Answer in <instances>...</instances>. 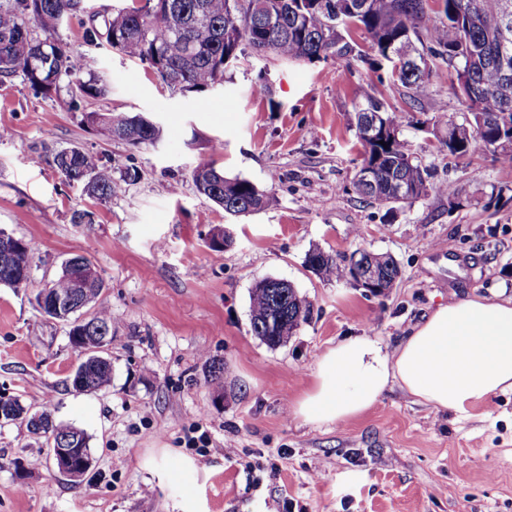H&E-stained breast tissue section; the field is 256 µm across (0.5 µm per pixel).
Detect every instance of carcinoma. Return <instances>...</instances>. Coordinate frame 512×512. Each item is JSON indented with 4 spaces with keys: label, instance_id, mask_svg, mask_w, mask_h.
I'll list each match as a JSON object with an SVG mask.
<instances>
[{
    "label": "carcinoma",
    "instance_id": "cac0c4a2",
    "mask_svg": "<svg viewBox=\"0 0 512 512\" xmlns=\"http://www.w3.org/2000/svg\"><path fill=\"white\" fill-rule=\"evenodd\" d=\"M84 0H0V85L16 77L38 94L57 92L67 82L72 102L102 99L110 93L107 81L89 68L88 57L73 53L58 40L61 25L83 11ZM139 0L113 9L83 31L84 43L96 49L109 48L143 64L172 90L204 91L224 78V56L240 57L247 51L279 62L339 60L350 65L365 60L357 44L345 34L363 30L370 38L378 60L390 63V79L407 90L416 102L428 94L434 60L467 70L473 82L469 100L461 105L472 116L468 124H455L434 117L433 126L449 129L441 144L454 156H467L475 148L498 156L512 165V63L503 68L501 30L505 25L502 0H439L441 16L434 20L429 0H366L356 11L357 0H265L266 10L256 15L253 0H159L153 15L141 13ZM340 12L339 25H328L329 16ZM471 48L470 58L454 60L460 41ZM404 41L420 44L418 57H426L422 69L406 61L397 64L389 55L391 45ZM379 116L385 128L384 144L367 139L361 123L365 113ZM83 122L108 139L133 147H154L162 140L159 125L138 115L91 111ZM401 115L382 94L371 88L355 104L356 136L363 147L362 163L352 185L360 198L399 209L429 196L449 193L448 186L430 182L427 168L418 163L406 140L400 138ZM49 163L69 182L83 185L96 200L112 197L122 184L138 173L127 169L115 175L112 166L79 146L53 152ZM197 191L232 216L264 209L272 197L252 181L227 177L213 161L199 162L192 170ZM34 243L0 230V254L15 256V267L31 266ZM367 251L357 249L337 260L316 249L306 264L318 276L357 283L358 262ZM384 269L382 289L393 288L400 271L389 254L380 255ZM81 262L92 269L89 287L81 289L84 307L92 309L85 323L112 324V313L99 303L105 284L84 254L68 258L49 282L52 293L67 298L74 288L70 264ZM251 330L266 345L275 348L288 342L302 322L308 320L311 304L291 286L271 288L255 283L251 289ZM77 392H93L112 382V364L90 356L70 377ZM51 432L79 437L78 456L91 455L89 437L72 425L57 424L48 411L41 412Z\"/></svg>",
    "mask_w": 512,
    "mask_h": 512
}]
</instances>
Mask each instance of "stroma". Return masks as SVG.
I'll return each instance as SVG.
<instances>
[{
	"instance_id": "stroma-1",
	"label": "stroma",
	"mask_w": 512,
	"mask_h": 512,
	"mask_svg": "<svg viewBox=\"0 0 512 512\" xmlns=\"http://www.w3.org/2000/svg\"><path fill=\"white\" fill-rule=\"evenodd\" d=\"M103 5L124 0H85L59 38L88 53L106 98L78 110L65 88L46 98L19 78L0 86V128L12 132L0 140V229L37 246L28 285L0 284V398L35 413L52 395L55 421L83 429L94 459L72 481L24 421L0 423V512H512V392L456 413L394 384L338 425L293 412L327 348L357 336L391 348L438 305L512 297V167L489 152L455 158L432 129L441 103L446 119L469 117L453 69L437 62L414 102L366 63L249 54L213 88L174 91L119 53L86 49V12ZM259 84L266 96L255 95ZM372 85L402 112V138L449 194L391 212L355 193L353 105ZM86 110L150 117L163 139L108 140L82 123ZM72 145L139 177L109 200L89 198L46 160ZM207 155L274 204L224 213L192 180ZM77 211L84 223H73ZM217 227L231 239L213 250ZM314 248L388 253L401 275L381 295L327 281L305 264ZM81 253L105 281L114 323L111 385L78 394L69 377L82 355L33 297ZM263 277L288 280L312 305L275 349L251 331L250 289ZM203 433L207 448L191 447Z\"/></svg>"
}]
</instances>
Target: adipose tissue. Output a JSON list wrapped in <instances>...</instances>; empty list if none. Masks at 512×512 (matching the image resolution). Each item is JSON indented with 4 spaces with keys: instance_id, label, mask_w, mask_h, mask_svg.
Returning a JSON list of instances; mask_svg holds the SVG:
<instances>
[{
    "instance_id": "obj_1",
    "label": "adipose tissue",
    "mask_w": 512,
    "mask_h": 512,
    "mask_svg": "<svg viewBox=\"0 0 512 512\" xmlns=\"http://www.w3.org/2000/svg\"><path fill=\"white\" fill-rule=\"evenodd\" d=\"M393 383L438 411L462 412L512 391V298L438 306L391 350L366 336L338 343L319 357L295 413L337 425L372 408Z\"/></svg>"
}]
</instances>
